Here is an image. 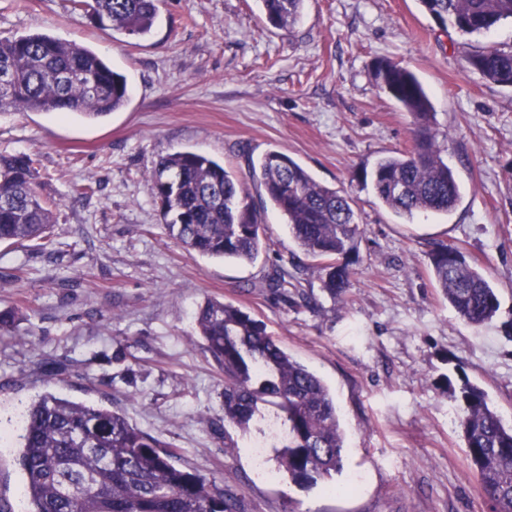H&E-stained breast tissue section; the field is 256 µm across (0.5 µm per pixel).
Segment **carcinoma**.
<instances>
[{
  "label": "carcinoma",
  "instance_id": "obj_1",
  "mask_svg": "<svg viewBox=\"0 0 512 512\" xmlns=\"http://www.w3.org/2000/svg\"><path fill=\"white\" fill-rule=\"evenodd\" d=\"M266 19L291 29L304 0H258ZM441 25L467 35L486 34L512 19V0H419ZM99 23L130 36H146L157 17L155 0H86ZM482 78L512 86V47L489 46L466 58ZM0 110L76 113L103 117L122 108L129 89L124 74L94 51L44 33L0 39ZM376 85L414 118L408 146L379 159L370 173L378 201L399 216L450 212L460 199L453 171L441 156L432 128L429 98L400 62L380 57L372 64ZM150 181L169 233L201 255L251 263L269 248L266 225L245 202L248 184L263 189L288 219L304 255L322 261L323 288L341 295L350 286L363 237L351 198L317 182L287 154L271 150L249 161L247 172L193 151L159 157ZM53 205L36 180L28 154L0 155V243L41 249L51 244ZM433 280L465 323L482 327L501 310L486 275L462 251L438 244L430 254ZM288 271L267 277L264 287H288ZM195 323L206 349L224 373V447L238 449L234 433L257 422L283 427L276 448L278 471L300 488L332 483L343 469L346 439L335 396L325 382L293 359L264 325L240 307L206 300ZM444 392L490 512H512V426L491 407L488 395L465 373L445 378ZM16 460L25 474V512H241L236 495L181 466L177 453L107 407L53 393L20 413Z\"/></svg>",
  "mask_w": 512,
  "mask_h": 512
}]
</instances>
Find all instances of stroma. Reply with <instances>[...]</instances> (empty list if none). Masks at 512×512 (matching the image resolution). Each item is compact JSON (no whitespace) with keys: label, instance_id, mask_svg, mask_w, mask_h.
I'll list each match as a JSON object with an SVG mask.
<instances>
[{"label":"stroma","instance_id":"obj_1","mask_svg":"<svg viewBox=\"0 0 512 512\" xmlns=\"http://www.w3.org/2000/svg\"><path fill=\"white\" fill-rule=\"evenodd\" d=\"M146 37L100 26L74 0H0V39L47 33L124 72L130 101L90 120L0 112V154L37 161L54 200L53 245L0 244V427L51 392L122 411L181 464L234 492L244 512H489L445 377L466 374L512 421V339L501 322L459 320L429 255L459 248L512 309V88L470 72L467 55L512 46V21L482 36L442 28L418 0H305L292 30L256 0H160ZM401 61L425 88L443 157L461 186L449 214L402 218L362 172L409 143L413 118L374 83L376 58ZM196 151L234 172L278 150L355 201L363 229L347 293L322 287L257 186L249 201L272 241L252 264L182 247L148 176L160 155ZM92 186L76 196L73 184ZM295 284L261 282L277 268ZM261 320L336 397L347 494L266 483L252 453L224 447V376L195 332L207 299ZM62 362L49 379L44 365Z\"/></svg>","mask_w":512,"mask_h":512}]
</instances>
